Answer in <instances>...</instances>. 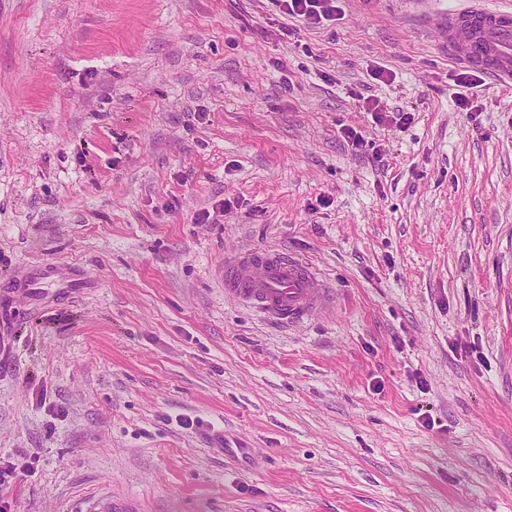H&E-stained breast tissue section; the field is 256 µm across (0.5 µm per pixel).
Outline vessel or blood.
<instances>
[{
    "label": "vessel or blood",
    "instance_id": "b4317fda",
    "mask_svg": "<svg viewBox=\"0 0 512 512\" xmlns=\"http://www.w3.org/2000/svg\"><path fill=\"white\" fill-rule=\"evenodd\" d=\"M448 52L491 81L512 87V7L464 0L448 15ZM224 294L267 318L298 325L336 301L312 265L280 250L256 248L224 258Z\"/></svg>",
    "mask_w": 512,
    "mask_h": 512
}]
</instances>
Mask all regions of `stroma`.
Segmentation results:
<instances>
[{"mask_svg":"<svg viewBox=\"0 0 512 512\" xmlns=\"http://www.w3.org/2000/svg\"><path fill=\"white\" fill-rule=\"evenodd\" d=\"M460 4L0 0L5 512H512V88L457 107ZM263 247L334 308L225 298ZM271 3L279 12L301 17L310 25L336 20L338 11L335 0H271ZM76 274L73 272H64L63 269L58 268L54 265H37L31 266L26 269L25 272V282H26V292L29 294L34 300L40 301L46 298V294H40L36 292H32V290H37L38 288H29L31 283L38 280L49 279L51 277H56L62 280L69 279Z\"/></svg>","mask_w":512,"mask_h":512,"instance_id":"35a3bbf8","label":"stroma"}]
</instances>
